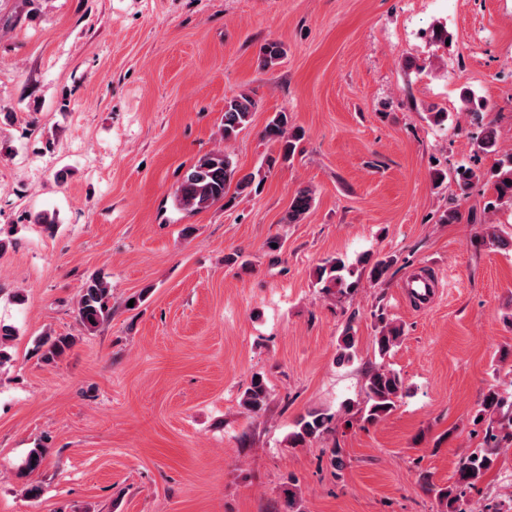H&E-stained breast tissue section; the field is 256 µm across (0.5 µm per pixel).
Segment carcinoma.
Here are the masks:
<instances>
[{"mask_svg": "<svg viewBox=\"0 0 512 512\" xmlns=\"http://www.w3.org/2000/svg\"><path fill=\"white\" fill-rule=\"evenodd\" d=\"M286 55L284 45L269 41L260 50V66L264 69L277 65ZM257 102L246 94H240L224 100V141L228 142L246 129L252 121ZM459 112L481 127L480 135L473 143L474 152L479 154H499L495 166L487 172L470 165L461 164L455 169V181L459 190V199L467 197L472 184L485 181L493 189V199L486 203L485 209L495 211L505 205L512 206V151L501 149L497 130L491 121L485 120V102L477 98L473 91L464 88L460 93ZM264 137L277 146L278 155L267 159V168L276 162H290L294 159L303 132L290 125L286 112L276 113L267 123ZM265 175L262 169L244 173L238 165L235 155L224 149L206 153L197 160L181 177L174 194L176 207L188 214L196 213L224 202L228 206L241 196L256 195L260 192ZM314 205L312 190L301 188L291 200L288 211L283 217L285 224H297L311 211ZM477 240L482 243L506 249L512 241L502 238L495 227L480 233ZM393 259L379 258L371 254L359 257L356 264L350 265L340 258L325 260L316 268L315 284L326 294L348 295L356 290L360 272L367 273L372 281L383 278ZM112 284L100 273L89 276L84 282L77 303V315L81 324L93 331L112 316ZM371 316L381 326L379 335L374 337L376 351L380 359H385L398 346L403 335V326L388 318L381 307L372 311ZM72 341L67 336H43L36 342L35 349L45 362H52L70 349ZM355 348L354 328L346 326L340 345L339 358L348 360ZM365 404L357 409L351 404L344 406V413L356 412L365 423L378 422L391 413L397 406L404 390V380L394 369L383 363L371 369L365 376ZM268 399V388L263 379H253L251 386L244 392L242 405L249 411L262 410ZM509 410H504V407ZM335 415L314 411L300 417L293 431L288 435L292 448L304 447L322 439L332 431ZM473 425H483L482 442L472 453L461 458L454 481L446 487L432 483L425 486L428 493L436 496L439 503L445 505L446 512H473L464 507L468 491L481 484L487 475L498 467L504 448L512 444V403L491 387L485 393L481 408L473 418ZM472 475H467V472Z\"/></svg>", "mask_w": 512, "mask_h": 512, "instance_id": "carcinoma-1", "label": "carcinoma"}]
</instances>
